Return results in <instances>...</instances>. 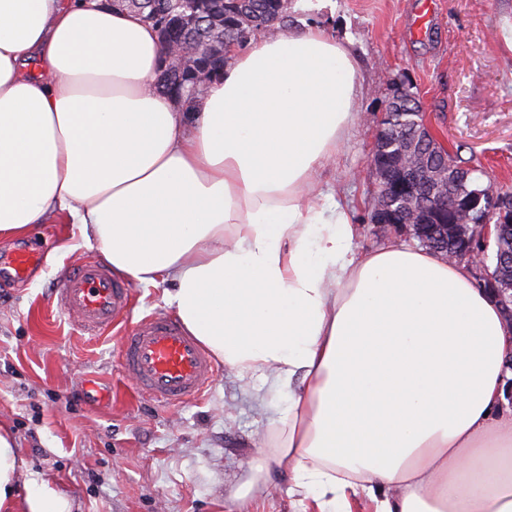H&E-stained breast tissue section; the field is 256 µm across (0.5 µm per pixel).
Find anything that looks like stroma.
<instances>
[{"label": "stroma", "mask_w": 512, "mask_h": 512, "mask_svg": "<svg viewBox=\"0 0 512 512\" xmlns=\"http://www.w3.org/2000/svg\"><path fill=\"white\" fill-rule=\"evenodd\" d=\"M288 17L348 41L365 82L360 118L321 173L352 209L355 250L413 239L377 229L369 214V158L395 84L421 101L440 142L478 164V184L512 192V49L499 36L512 25V0H326L307 12L289 6ZM28 247L41 253L35 275L0 276V422L74 512H229L244 488L241 512H298L287 475L256 481V439L272 433L285 400L256 412L222 368L188 404L139 397L121 371L118 334L83 335L57 306L65 269L97 250L61 217L0 239V257Z\"/></svg>", "instance_id": "1"}]
</instances>
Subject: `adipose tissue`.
Masks as SVG:
<instances>
[{
  "instance_id": "ef3b65f1",
  "label": "adipose tissue",
  "mask_w": 512,
  "mask_h": 512,
  "mask_svg": "<svg viewBox=\"0 0 512 512\" xmlns=\"http://www.w3.org/2000/svg\"><path fill=\"white\" fill-rule=\"evenodd\" d=\"M163 66L157 30L100 0H0V237L63 216L117 273L171 283L254 408L253 378L287 395L260 468L304 512H512L500 306L467 264L355 251L318 178L361 113L349 45L279 27L229 48L188 112L156 89ZM72 508L0 428V512Z\"/></svg>"
}]
</instances>
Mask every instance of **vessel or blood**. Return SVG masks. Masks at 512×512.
I'll list each match as a JSON object with an SVG mask.
<instances>
[{"instance_id": "1", "label": "vessel or blood", "mask_w": 512, "mask_h": 512, "mask_svg": "<svg viewBox=\"0 0 512 512\" xmlns=\"http://www.w3.org/2000/svg\"><path fill=\"white\" fill-rule=\"evenodd\" d=\"M38 262L36 252H17L10 274L26 280ZM57 303L65 315L76 317L84 335L120 330L121 369L146 399L162 406L181 405L196 400L210 386L215 365L196 339L177 320L163 315L129 322L128 283L96 260L66 273Z\"/></svg>"}]
</instances>
